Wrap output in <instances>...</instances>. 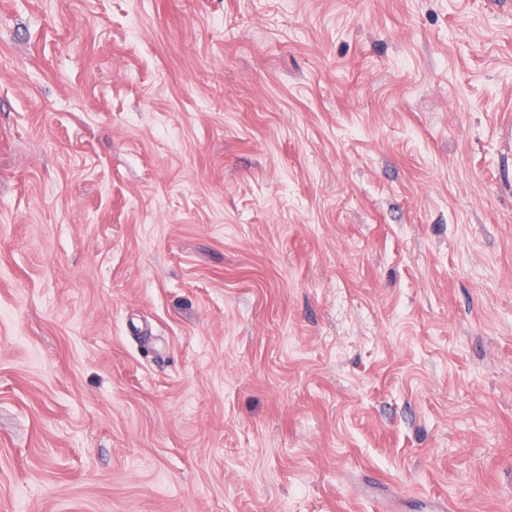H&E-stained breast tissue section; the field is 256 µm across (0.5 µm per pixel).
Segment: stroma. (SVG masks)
<instances>
[{
    "label": "stroma",
    "instance_id": "obj_1",
    "mask_svg": "<svg viewBox=\"0 0 512 512\" xmlns=\"http://www.w3.org/2000/svg\"><path fill=\"white\" fill-rule=\"evenodd\" d=\"M512 10L0 0V512H512Z\"/></svg>",
    "mask_w": 512,
    "mask_h": 512
}]
</instances>
